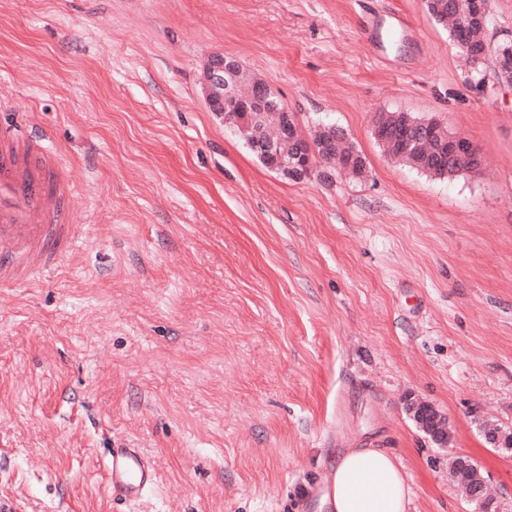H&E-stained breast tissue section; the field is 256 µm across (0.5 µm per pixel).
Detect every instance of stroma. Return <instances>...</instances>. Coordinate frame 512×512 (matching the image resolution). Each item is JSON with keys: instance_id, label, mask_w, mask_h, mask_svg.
<instances>
[{"instance_id": "stroma-1", "label": "stroma", "mask_w": 512, "mask_h": 512, "mask_svg": "<svg viewBox=\"0 0 512 512\" xmlns=\"http://www.w3.org/2000/svg\"><path fill=\"white\" fill-rule=\"evenodd\" d=\"M225 54L365 173L264 166L206 101ZM380 111L441 120L483 170L391 161ZM0 124L58 157L78 230L49 279L0 288V512H315L340 448L390 450L408 512H479L467 455L512 512L484 436L512 429V85L423 0H0ZM111 448L152 465L134 502ZM337 138H346L344 130H336ZM336 155L340 157L339 166L341 170L347 171L353 176H362L365 172V160L361 153L351 143H347V138L336 144ZM407 412L417 427L442 445L447 444L448 421L432 405L420 401H410ZM104 466L112 500L135 501L153 481L151 464L135 448H112Z\"/></svg>"}]
</instances>
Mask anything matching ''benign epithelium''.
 Masks as SVG:
<instances>
[{"label":"benign epithelium","instance_id":"7a95c632","mask_svg":"<svg viewBox=\"0 0 512 512\" xmlns=\"http://www.w3.org/2000/svg\"><path fill=\"white\" fill-rule=\"evenodd\" d=\"M240 71L239 61L231 55L212 57L204 71V91L211 111L224 117V124H241L240 112L242 106L250 101L263 88L261 83L251 81L246 89L230 88L224 84L225 77L235 78ZM437 155H448V160L463 165L472 172H479L484 166V157L468 138L459 134H450L446 139L435 142ZM407 412L417 427L434 438L437 442L446 444L448 421L432 405L420 401L407 404ZM487 480L479 478L464 487L465 498L469 501L483 502L487 500Z\"/></svg>","mask_w":512,"mask_h":512}]
</instances>
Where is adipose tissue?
<instances>
[{"instance_id":"1","label":"adipose tissue","mask_w":512,"mask_h":512,"mask_svg":"<svg viewBox=\"0 0 512 512\" xmlns=\"http://www.w3.org/2000/svg\"><path fill=\"white\" fill-rule=\"evenodd\" d=\"M327 512H407L410 488L383 448H344L319 488Z\"/></svg>"}]
</instances>
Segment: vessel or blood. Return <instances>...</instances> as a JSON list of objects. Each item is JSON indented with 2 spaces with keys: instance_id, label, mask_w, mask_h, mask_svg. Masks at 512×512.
Here are the masks:
<instances>
[{
  "instance_id": "b4317fda",
  "label": "vessel or blood",
  "mask_w": 512,
  "mask_h": 512,
  "mask_svg": "<svg viewBox=\"0 0 512 512\" xmlns=\"http://www.w3.org/2000/svg\"><path fill=\"white\" fill-rule=\"evenodd\" d=\"M70 193L54 160L18 129L0 127L1 288L58 269L76 238L67 211ZM105 476L113 498L134 501L152 483L153 470L137 449L114 448Z\"/></svg>"
}]
</instances>
